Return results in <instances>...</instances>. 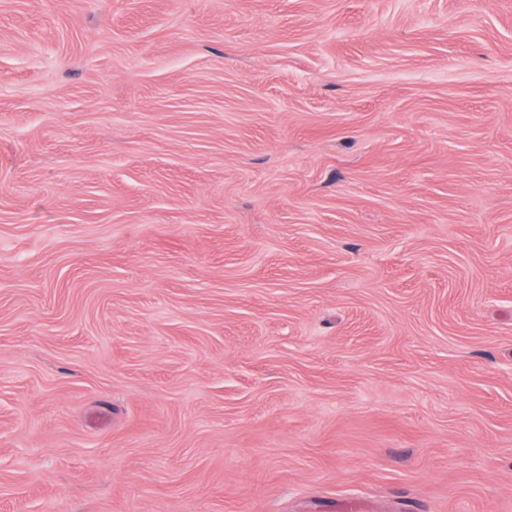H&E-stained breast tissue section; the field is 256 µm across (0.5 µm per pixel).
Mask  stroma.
Returning <instances> with one entry per match:
<instances>
[{
	"mask_svg": "<svg viewBox=\"0 0 512 512\" xmlns=\"http://www.w3.org/2000/svg\"><path fill=\"white\" fill-rule=\"evenodd\" d=\"M512 512V0H0V512Z\"/></svg>",
	"mask_w": 512,
	"mask_h": 512,
	"instance_id": "35a3bbf8",
	"label": "stroma"
}]
</instances>
